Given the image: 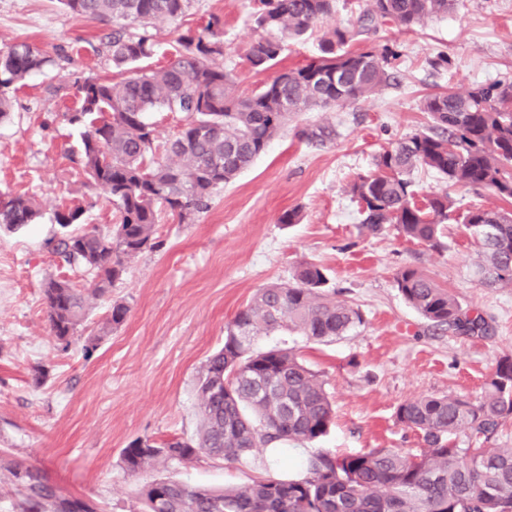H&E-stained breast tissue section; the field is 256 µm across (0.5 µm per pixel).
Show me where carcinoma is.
<instances>
[{
  "label": "carcinoma",
  "mask_w": 512,
  "mask_h": 512,
  "mask_svg": "<svg viewBox=\"0 0 512 512\" xmlns=\"http://www.w3.org/2000/svg\"><path fill=\"white\" fill-rule=\"evenodd\" d=\"M192 0H60L71 12L112 21L105 48L115 76L76 82L79 106L69 123L82 129V175L112 202L119 224L53 241L52 252L94 281L85 295L70 281L44 283L51 334L68 349L84 318L88 297L103 298L129 260L159 247L156 226L166 210L189 223L210 207L216 191L247 169L292 116L372 96L388 86L398 53L385 46L346 49L378 29L410 31L448 15L456 0H369L351 26L324 30L319 56L278 72L258 91L232 93L234 76L224 65V20L185 28L170 44L164 63L144 68L155 53L154 31L182 22ZM336 13V0H257L253 18L265 35L246 51L251 69L278 62L285 40L300 39ZM55 60L27 42L0 48V121L13 109L9 90ZM420 110L432 125L378 155L375 172L357 176L350 192L361 224L376 234L392 225L410 241L444 248L443 225L453 202L444 189L414 201L409 175L421 168L451 186L489 189L512 200V79L480 84L465 95L424 96ZM151 112L182 115L177 130L158 142ZM84 208L64 205L54 222L83 223ZM41 208L27 193L0 198V228L35 224ZM463 224L492 227L478 240L476 274L489 284L512 285V211L473 207ZM395 283L403 299L433 325L466 336H487L483 314L465 309L448 289L412 267ZM317 264H299L291 280L257 291L225 327L224 345L199 373L198 428L194 436L160 444L138 438L124 449V468L137 474L158 462L200 456L238 462L259 448H283L323 437L334 407L319 375L292 350L254 348L256 336L285 332L328 342L364 323L359 308L325 293ZM512 417V357L497 365L477 404L458 396L420 397L397 407L396 420L419 433L418 454L371 448L336 455L319 450L288 479L267 475L242 488L211 489L168 478L148 483L144 512H512V447L459 448V435L490 438ZM18 496L16 512H96L67 496L35 467H0Z\"/></svg>",
  "instance_id": "obj_1"
}]
</instances>
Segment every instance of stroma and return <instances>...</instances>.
<instances>
[{
    "mask_svg": "<svg viewBox=\"0 0 512 512\" xmlns=\"http://www.w3.org/2000/svg\"><path fill=\"white\" fill-rule=\"evenodd\" d=\"M251 12V0H193L189 17L194 25L223 18L239 95L269 78L243 58L260 36ZM111 30L60 0H0V44L28 42L60 58L18 87L10 118L0 123V194L36 195L43 212L38 223L0 231V459L40 469L97 512H141L138 491L157 477L241 487L266 474L287 476L291 460L319 449L420 453L424 443L397 423V407L420 396L478 402L497 362L512 355V286L490 288L474 278L478 255L461 221L469 208L498 200L486 189L447 188L455 217L443 231L446 249L433 250L391 227L369 233L349 184L374 171L383 149L430 126L419 108L425 94L464 93L512 77V0H458L452 13L414 31L380 28L375 43L400 53L397 82L368 98L301 113L194 222L161 213L159 248L133 259L108 299L90 300L78 343L65 349L50 334L43 281L66 276L87 290L92 278L50 254L47 243L61 232L53 213L74 201L85 209L86 226L105 230L117 224L118 212L80 174V132L63 115L77 105L75 81L111 73L102 53ZM441 51L450 65L438 72L429 62ZM316 125L333 126L335 136L308 142L304 132ZM294 209L298 222L280 223ZM302 261L324 269L328 291L358 307L364 324L333 342L259 336L254 346L296 347L320 373L336 406L328 434L290 446L284 456L263 448L235 463L203 457L129 474L121 451L131 441L195 433L198 372L223 345L225 325L258 288L288 281ZM406 266L447 288L463 308L493 317L494 333L457 336L422 318L395 285ZM115 302L128 314L109 329ZM91 339L96 347L88 355L83 346Z\"/></svg>",
    "mask_w": 512,
    "mask_h": 512,
    "instance_id": "35a3bbf8",
    "label": "stroma"
}]
</instances>
